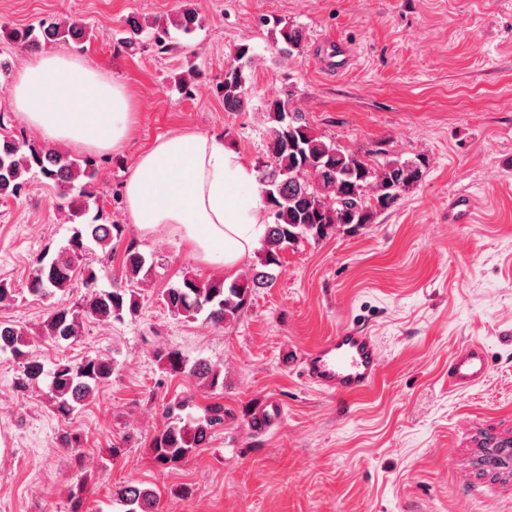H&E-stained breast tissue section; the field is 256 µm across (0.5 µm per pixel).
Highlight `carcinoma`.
<instances>
[{
	"label": "carcinoma",
	"instance_id": "cac0c4a2",
	"mask_svg": "<svg viewBox=\"0 0 512 512\" xmlns=\"http://www.w3.org/2000/svg\"><path fill=\"white\" fill-rule=\"evenodd\" d=\"M125 24L129 33L121 41L125 49L135 52L148 40L165 50L170 46V30L190 35L202 26V18L196 9L183 7L167 20L150 26L148 32L136 15L127 16ZM279 35L278 51L286 57L299 50L306 38L305 30L295 25L282 26ZM89 37L81 23L55 18L36 26L16 27L9 33L16 46L29 51L70 41L85 43ZM251 62L250 46L239 45L234 63L224 70L220 87L224 111L245 110L248 98L244 71ZM293 100L294 91L285 90L266 104V162L257 167L269 219L260 257L264 270L230 283L220 277L185 276L181 283L161 294L172 315L187 321L201 318L216 327L237 322L253 291L274 281L271 269L280 266L288 247L302 238L316 242L325 239L341 231L344 225L354 230L363 228L373 223L376 215L395 207L403 193L422 180L425 160H403L382 147L362 151L327 141L293 107ZM96 178L97 168L91 159L80 160L58 148L32 141L22 132L0 134V200L20 198L36 181L51 183L67 199L69 221L74 223L67 244L56 256L44 254L32 264L26 284L30 294L51 298L66 294L77 281H82L85 293L81 301L73 306H55L36 332L54 343L78 340L89 322H122L138 315L141 295L137 285L151 271L133 239L123 252V286L99 287V273L83 263L93 245L101 251L102 259H109L112 241L124 231L120 224H103L95 219L82 221L97 202L89 190ZM30 346L27 329L13 322H0V352L10 354L21 365V377L16 382L21 391L44 373L43 363ZM154 357L170 375L187 372L211 391L224 387V373L217 366L204 361L190 366L179 350L170 347L157 348ZM115 373L114 359L107 355L57 362L50 373V407L58 415L70 417L111 383ZM190 407L188 398L176 399L163 407V426L150 444L155 462L168 465L184 460L204 446L215 429L224 426L223 404L208 405L201 416L188 412ZM156 506V493L138 485L129 484L112 494V507L117 512H157Z\"/></svg>",
	"mask_w": 512,
	"mask_h": 512
}]
</instances>
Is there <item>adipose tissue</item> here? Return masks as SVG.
<instances>
[{
  "label": "adipose tissue",
  "instance_id": "adipose-tissue-1",
  "mask_svg": "<svg viewBox=\"0 0 512 512\" xmlns=\"http://www.w3.org/2000/svg\"><path fill=\"white\" fill-rule=\"evenodd\" d=\"M12 105L54 146L118 152L136 124L125 86L84 58L36 54L18 73ZM123 193L142 238L178 235L204 267L235 278L266 235L254 164L223 137L181 132L157 138L136 158Z\"/></svg>",
  "mask_w": 512,
  "mask_h": 512
}]
</instances>
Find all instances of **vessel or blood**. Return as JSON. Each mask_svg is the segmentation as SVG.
I'll use <instances>...</instances> for the list:
<instances>
[{"mask_svg":"<svg viewBox=\"0 0 512 512\" xmlns=\"http://www.w3.org/2000/svg\"><path fill=\"white\" fill-rule=\"evenodd\" d=\"M304 380L319 390L336 395H353L371 388L379 378L381 350L375 336L359 327L340 328L299 360ZM487 351L477 344L455 352L448 361V384L466 389L481 382L489 373ZM282 417L280 405L264 402L253 412L251 427L268 431Z\"/></svg>","mask_w":512,"mask_h":512,"instance_id":"b4317fda","label":"vessel or blood"}]
</instances>
